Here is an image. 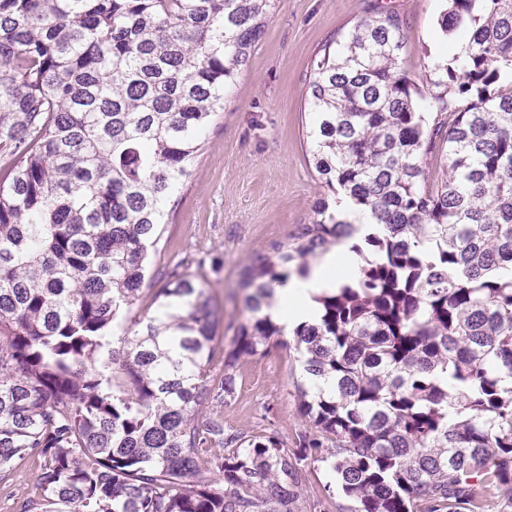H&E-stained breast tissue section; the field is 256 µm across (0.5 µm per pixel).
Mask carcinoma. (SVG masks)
Here are the masks:
<instances>
[{"mask_svg": "<svg viewBox=\"0 0 512 512\" xmlns=\"http://www.w3.org/2000/svg\"><path fill=\"white\" fill-rule=\"evenodd\" d=\"M280 2L0 0V485L32 465L20 512H299L325 441L350 512H483L475 481L512 507V0H448L463 50L427 96L392 14L316 63V172L376 231L292 330L298 448L198 416L285 335L275 287L353 225L322 202L255 254L227 350L178 266L142 308L167 205Z\"/></svg>", "mask_w": 512, "mask_h": 512, "instance_id": "1", "label": "carcinoma"}]
</instances>
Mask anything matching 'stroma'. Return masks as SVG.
I'll return each instance as SVG.
<instances>
[{"label":"stroma","instance_id":"obj_1","mask_svg":"<svg viewBox=\"0 0 512 512\" xmlns=\"http://www.w3.org/2000/svg\"><path fill=\"white\" fill-rule=\"evenodd\" d=\"M445 8L446 0H282L227 87L224 110L177 193L173 218L150 254L152 283L165 267L183 265L207 283L221 317L218 332L232 337L242 317L241 271L257 252L309 223L319 199L335 198L316 172L306 137L321 49L342 42L359 20L397 14L405 28L402 67L422 85L436 58L456 51L439 29ZM298 376L284 344L242 360L236 392L222 408L225 429L272 431L295 445L306 429ZM300 504L301 512H348L329 449L309 465Z\"/></svg>","mask_w":512,"mask_h":512}]
</instances>
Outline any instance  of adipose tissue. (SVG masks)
Here are the masks:
<instances>
[{
  "label": "adipose tissue",
  "instance_id": "obj_1",
  "mask_svg": "<svg viewBox=\"0 0 512 512\" xmlns=\"http://www.w3.org/2000/svg\"><path fill=\"white\" fill-rule=\"evenodd\" d=\"M354 265L355 255L349 243L344 242L313 262L306 273H291L276 288L270 308L272 317L288 329L314 323L319 313L316 296L338 288L337 269L350 270Z\"/></svg>",
  "mask_w": 512,
  "mask_h": 512
}]
</instances>
